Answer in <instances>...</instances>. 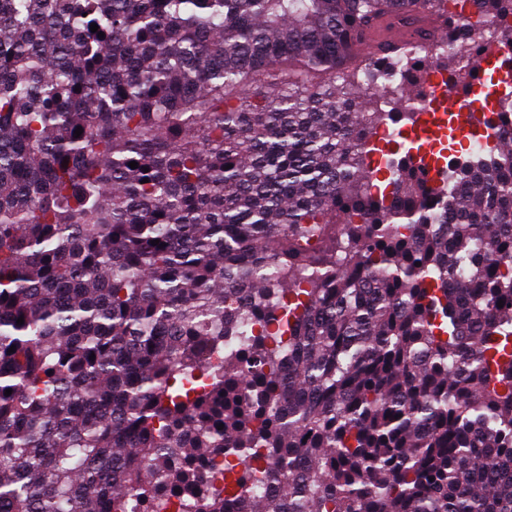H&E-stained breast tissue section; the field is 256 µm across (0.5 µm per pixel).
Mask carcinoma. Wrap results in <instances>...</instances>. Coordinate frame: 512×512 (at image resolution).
<instances>
[{
    "label": "carcinoma",
    "instance_id": "1",
    "mask_svg": "<svg viewBox=\"0 0 512 512\" xmlns=\"http://www.w3.org/2000/svg\"><path fill=\"white\" fill-rule=\"evenodd\" d=\"M424 15L401 90L512 47V0H0V512H512V111L446 184L367 162L356 42Z\"/></svg>",
    "mask_w": 512,
    "mask_h": 512
}]
</instances>
